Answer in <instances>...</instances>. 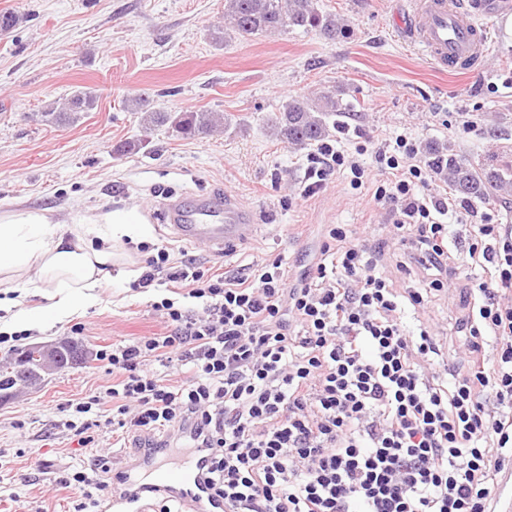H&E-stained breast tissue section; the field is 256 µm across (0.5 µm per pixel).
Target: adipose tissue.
<instances>
[{"label":"adipose tissue","instance_id":"obj_1","mask_svg":"<svg viewBox=\"0 0 512 512\" xmlns=\"http://www.w3.org/2000/svg\"><path fill=\"white\" fill-rule=\"evenodd\" d=\"M145 235L135 208L111 211L94 227L68 223L48 210H0V318L22 331L94 305L112 274L113 242ZM45 288L51 291L48 306L24 304V295Z\"/></svg>","mask_w":512,"mask_h":512}]
</instances>
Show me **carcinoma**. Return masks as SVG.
Here are the masks:
<instances>
[{"label": "carcinoma", "instance_id": "carcinoma-1", "mask_svg": "<svg viewBox=\"0 0 512 512\" xmlns=\"http://www.w3.org/2000/svg\"><path fill=\"white\" fill-rule=\"evenodd\" d=\"M295 28L314 29L333 40L341 34L343 25L335 15L321 13L314 0H224V31L231 30L244 39ZM95 103L93 91L76 89L62 108L41 113L42 121L48 125L75 124L83 113L94 108ZM128 107L141 114L145 126L168 125L187 137L209 135L222 127H229V123L221 122L214 113L206 110L156 111L146 94L129 99ZM344 110L336 93L326 90L313 99L305 96L289 98L278 112L268 118V125L278 139L291 146H313L332 136L329 120ZM424 158L443 173L449 188L462 199L489 203L512 191V166L500 167L485 159L441 150L427 151ZM20 355L18 351L0 359L1 393L7 394L17 385L19 375L8 371L7 366Z\"/></svg>", "mask_w": 512, "mask_h": 512}]
</instances>
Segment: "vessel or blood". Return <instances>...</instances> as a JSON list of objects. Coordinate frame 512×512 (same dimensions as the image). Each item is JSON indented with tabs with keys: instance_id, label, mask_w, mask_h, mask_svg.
<instances>
[{
	"instance_id": "b4317fda",
	"label": "vessel or blood",
	"mask_w": 512,
	"mask_h": 512,
	"mask_svg": "<svg viewBox=\"0 0 512 512\" xmlns=\"http://www.w3.org/2000/svg\"><path fill=\"white\" fill-rule=\"evenodd\" d=\"M482 8L481 0H405L399 24L434 67L454 71L485 55L487 33L478 21ZM160 217L178 241L216 253L248 242L258 232L251 213L230 194L220 203L210 199L191 206L172 203ZM210 461L206 448L177 455L146 445L134 463L113 475L102 512H149L158 495L178 502L182 512H224L223 499L207 482Z\"/></svg>"
}]
</instances>
